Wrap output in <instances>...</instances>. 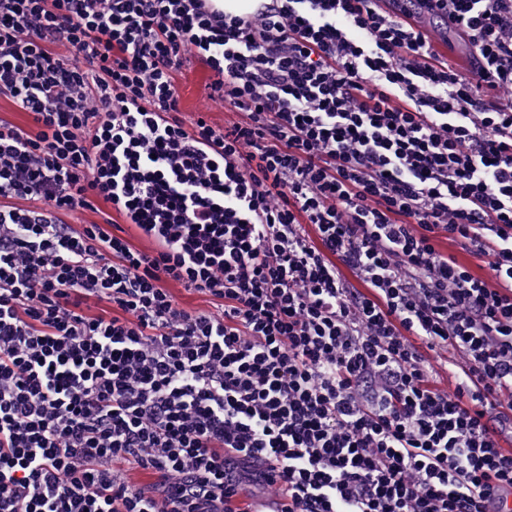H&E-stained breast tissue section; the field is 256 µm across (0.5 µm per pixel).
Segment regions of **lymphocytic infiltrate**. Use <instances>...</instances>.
<instances>
[{"mask_svg": "<svg viewBox=\"0 0 512 512\" xmlns=\"http://www.w3.org/2000/svg\"><path fill=\"white\" fill-rule=\"evenodd\" d=\"M264 3L0 0V512L512 493V0ZM194 57L224 124L181 109Z\"/></svg>", "mask_w": 512, "mask_h": 512, "instance_id": "obj_1", "label": "lymphocytic infiltrate"}]
</instances>
